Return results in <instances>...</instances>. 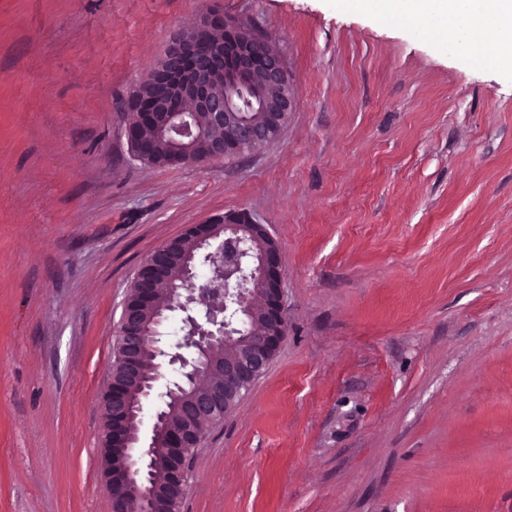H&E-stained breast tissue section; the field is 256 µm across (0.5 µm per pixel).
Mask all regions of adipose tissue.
<instances>
[{
	"label": "adipose tissue",
	"mask_w": 512,
	"mask_h": 512,
	"mask_svg": "<svg viewBox=\"0 0 512 512\" xmlns=\"http://www.w3.org/2000/svg\"><path fill=\"white\" fill-rule=\"evenodd\" d=\"M371 12L395 16L420 28L436 25L440 46H457V23L473 11H481L496 22L495 53H487L482 38L468 41L467 49L480 63L512 64V0H370Z\"/></svg>",
	"instance_id": "1"
}]
</instances>
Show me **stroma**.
Masks as SVG:
<instances>
[{
	"label": "stroma",
	"mask_w": 512,
	"mask_h": 512,
	"mask_svg": "<svg viewBox=\"0 0 512 512\" xmlns=\"http://www.w3.org/2000/svg\"><path fill=\"white\" fill-rule=\"evenodd\" d=\"M206 11L275 41L288 121L237 157L136 160L125 106ZM241 211L288 331L180 512H512V74L336 0H0V512H111L136 273Z\"/></svg>",
	"instance_id": "1"
}]
</instances>
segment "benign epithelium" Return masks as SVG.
<instances>
[{
	"instance_id": "obj_1",
	"label": "benign epithelium",
	"mask_w": 512,
	"mask_h": 512,
	"mask_svg": "<svg viewBox=\"0 0 512 512\" xmlns=\"http://www.w3.org/2000/svg\"><path fill=\"white\" fill-rule=\"evenodd\" d=\"M221 22L222 39L214 36ZM142 86L128 103L132 118L124 136L142 160L154 156L158 140L168 141L165 165L241 154L276 139L297 96L273 41L212 11L174 36ZM202 139L206 151L199 155L193 147ZM247 228L267 234L249 214L192 224L184 237L155 251L134 280L102 400V452L109 462L104 478L113 512H179L169 490L186 483L184 450L243 397L286 335L279 252L243 248ZM199 251L212 269L201 289L202 310L195 307L193 271ZM253 293L262 294L268 333L251 323L245 299ZM168 312L186 314L192 334L172 355L163 348ZM200 318L210 328H202ZM230 341L233 356L216 352ZM152 396L157 407L145 436L142 399Z\"/></svg>"
}]
</instances>
